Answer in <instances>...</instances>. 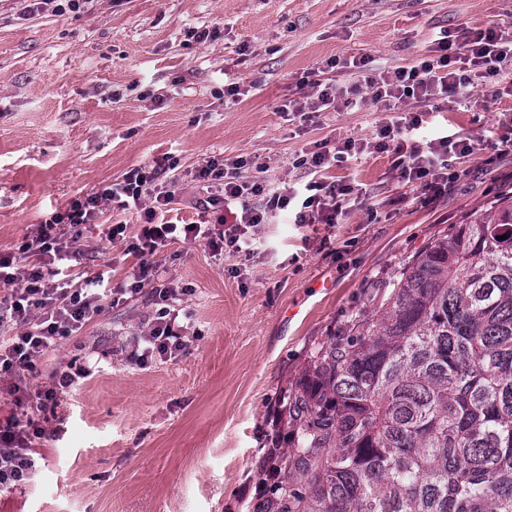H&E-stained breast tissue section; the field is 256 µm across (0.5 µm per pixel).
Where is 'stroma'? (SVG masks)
<instances>
[{
  "instance_id": "1",
  "label": "stroma",
  "mask_w": 512,
  "mask_h": 512,
  "mask_svg": "<svg viewBox=\"0 0 512 512\" xmlns=\"http://www.w3.org/2000/svg\"><path fill=\"white\" fill-rule=\"evenodd\" d=\"M509 27L512 0H91L64 14L0 0V251L71 199L165 156L177 162V224L200 221L207 192L193 176L213 157L246 159V181L306 183L296 161L315 144L369 137L389 118L282 111L301 82H347L329 60L365 55L388 70L424 57L436 32ZM233 82L246 91L235 102L224 97ZM500 87L479 83L460 111L410 104L421 134L484 143L440 199L425 200L391 154L350 156L330 174L362 195L335 223L278 212L246 261L166 247L167 279L191 289V353L144 368L126 360L152 311L146 289L49 352L33 388L81 350L100 367L62 396L34 444V480L0 494V512H254L279 395L309 350L368 308L374 284L433 234L512 188V156L489 147L512 130ZM117 222L138 217L107 209L82 225L76 266L108 273L113 288L133 263L123 246L103 247V225Z\"/></svg>"
}]
</instances>
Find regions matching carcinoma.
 Listing matches in <instances>:
<instances>
[{
    "instance_id": "cac0c4a2",
    "label": "carcinoma",
    "mask_w": 512,
    "mask_h": 512,
    "mask_svg": "<svg viewBox=\"0 0 512 512\" xmlns=\"http://www.w3.org/2000/svg\"><path fill=\"white\" fill-rule=\"evenodd\" d=\"M280 404L258 512H512V191L402 261Z\"/></svg>"
}]
</instances>
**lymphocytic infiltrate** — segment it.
<instances>
[{
    "label": "lymphocytic infiltrate",
    "mask_w": 512,
    "mask_h": 512,
    "mask_svg": "<svg viewBox=\"0 0 512 512\" xmlns=\"http://www.w3.org/2000/svg\"><path fill=\"white\" fill-rule=\"evenodd\" d=\"M342 67L356 74L355 83L342 88L311 80L308 91L288 100L284 111L310 115L381 106L399 113L400 118L378 126L369 139L348 137L333 145L318 144L315 151L299 160L312 174L302 190L275 189L257 179L241 180L238 171L243 159H209L199 166L195 178L212 188V195L202 206L215 211L216 220L176 224L167 220L166 214L179 182L172 175L174 163L165 157L71 200L64 210L51 213L27 233L14 250L0 252V324L6 322L18 329L15 335L0 336V388L15 407L0 423L1 492L21 488L35 473L32 445L46 430L30 415L31 403L39 402L47 411L56 410L61 394L91 372L88 358L78 355L48 386L34 390L29 381L40 358L100 315L106 305H119L143 288L151 290L148 327L127 350L130 363L143 367L155 359L175 361L189 352L190 338L176 323L180 302L189 290L167 280L159 259L170 243H201L215 256L227 250L250 255L255 245L251 228L264 223L268 213L289 208L297 198L302 204L295 223H335L357 199L352 186L326 181L324 173L346 157L364 153H392L395 169L408 182L419 184L428 199L444 195L453 161L472 155L477 143L448 134L424 146L412 142L407 133L418 129L419 121L402 116L401 109L410 102L428 106L451 99L459 104L471 98L476 80L512 76V31L465 30L453 38L443 31L434 36L429 55L412 65L376 72L362 56L343 61ZM109 207L136 209L141 221L140 232L133 236L123 223L107 225L102 232L109 244H125L127 253L136 259L122 288L106 287L101 273L76 278L70 265L79 253L78 227L96 223L103 209ZM228 207L234 210L229 218L224 215Z\"/></svg>",
    "instance_id": "lymphocytic-infiltrate-1"
}]
</instances>
